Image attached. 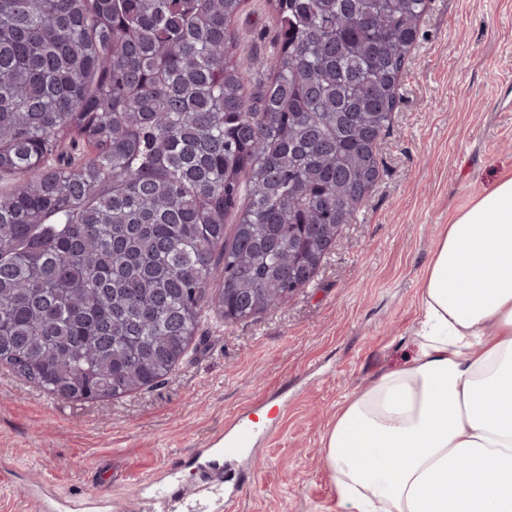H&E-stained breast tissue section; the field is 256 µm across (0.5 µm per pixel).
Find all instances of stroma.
I'll return each mask as SVG.
<instances>
[{
  "label": "stroma",
  "mask_w": 512,
  "mask_h": 512,
  "mask_svg": "<svg viewBox=\"0 0 512 512\" xmlns=\"http://www.w3.org/2000/svg\"><path fill=\"white\" fill-rule=\"evenodd\" d=\"M257 97L276 17L233 23ZM377 146L379 177L312 282L233 324L204 308L187 356L154 387L54 397L0 364V512H145L222 472L178 512H345L322 438L340 406L414 357L420 284L449 217L512 174V0H430ZM248 425L251 448L214 457Z\"/></svg>",
  "instance_id": "stroma-1"
}]
</instances>
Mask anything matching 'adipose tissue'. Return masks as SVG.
I'll list each match as a JSON object with an SVG mask.
<instances>
[{"label":"adipose tissue","mask_w":512,"mask_h":512,"mask_svg":"<svg viewBox=\"0 0 512 512\" xmlns=\"http://www.w3.org/2000/svg\"><path fill=\"white\" fill-rule=\"evenodd\" d=\"M418 353L346 401L323 438L349 512H512V175L449 221Z\"/></svg>","instance_id":"adipose-tissue-1"}]
</instances>
